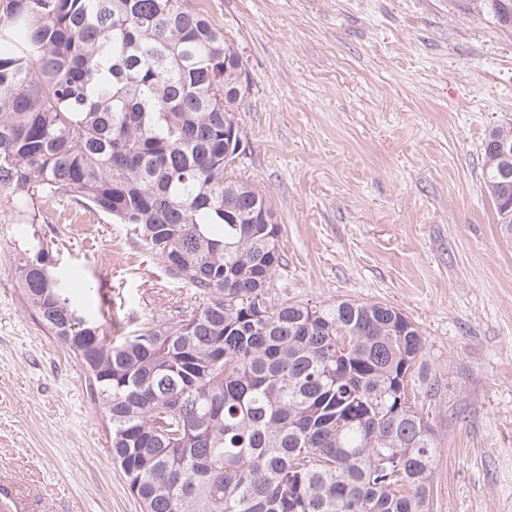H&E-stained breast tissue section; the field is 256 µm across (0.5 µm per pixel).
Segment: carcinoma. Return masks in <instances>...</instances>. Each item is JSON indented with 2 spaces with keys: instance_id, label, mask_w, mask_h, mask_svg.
I'll list each match as a JSON object with an SVG mask.
<instances>
[{
  "instance_id": "1",
  "label": "carcinoma",
  "mask_w": 512,
  "mask_h": 512,
  "mask_svg": "<svg viewBox=\"0 0 512 512\" xmlns=\"http://www.w3.org/2000/svg\"><path fill=\"white\" fill-rule=\"evenodd\" d=\"M483 4L512 26V0ZM243 74L202 0H0V193L128 225L202 306L114 337L49 250L17 283L85 370L141 512H427L420 331L389 305L271 299L280 225L225 159ZM501 143L511 127L485 142L486 187L511 236Z\"/></svg>"
}]
</instances>
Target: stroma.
I'll return each mask as SVG.
<instances>
[{"mask_svg": "<svg viewBox=\"0 0 512 512\" xmlns=\"http://www.w3.org/2000/svg\"><path fill=\"white\" fill-rule=\"evenodd\" d=\"M249 86L231 165L281 227L272 299L387 304L419 329L429 512H512V238L484 184L512 127V27L480 0H208ZM44 244L113 335L198 307L125 225L0 194V489L24 512H140L85 373L27 308Z\"/></svg>", "mask_w": 512, "mask_h": 512, "instance_id": "35a3bbf8", "label": "stroma"}]
</instances>
